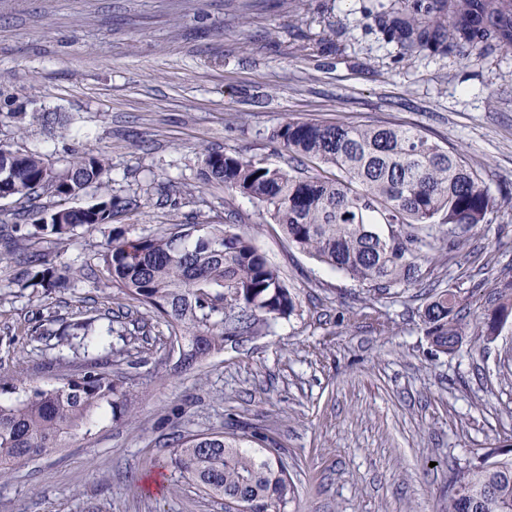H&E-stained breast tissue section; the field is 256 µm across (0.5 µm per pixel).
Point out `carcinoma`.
Wrapping results in <instances>:
<instances>
[{
  "mask_svg": "<svg viewBox=\"0 0 512 512\" xmlns=\"http://www.w3.org/2000/svg\"><path fill=\"white\" fill-rule=\"evenodd\" d=\"M404 7L374 16L383 39L400 53L461 57L512 46V0H403ZM288 152V169L237 152L206 149L202 175L256 204L263 224H276L299 251L384 293L419 286L431 275L436 252H452L460 234L487 223L501 201L461 155L421 131L396 125H351L288 119L271 133ZM106 165L81 153L56 169L34 153L0 149V194L28 198L52 187L74 198L94 186L95 203L33 214L30 237L65 240L112 221L128 202L106 189ZM238 220L192 224L190 229L131 237L113 229L100 254L102 280L140 302L173 327L192 331L186 358L195 361L231 336H253L287 318L295 298L280 272L237 228ZM16 251L14 228H0V255ZM75 271L43 254L19 264L17 281L46 291L69 287ZM425 334L437 351L452 355L473 330L496 335L512 318V277L495 285L494 299L478 314L467 311L451 288L428 292ZM100 317L65 327L89 347L112 327ZM0 476L34 456L91 433L99 413L127 416L132 393L125 377L97 365L43 387L0 377ZM171 465L211 496L242 501L252 512H283L295 494L279 449L268 436L233 429L181 434ZM448 512H512V454L488 449L474 465L448 479Z\"/></svg>",
  "mask_w": 512,
  "mask_h": 512,
  "instance_id": "cac0c4a2",
  "label": "carcinoma"
}]
</instances>
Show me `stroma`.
<instances>
[{
  "label": "stroma",
  "mask_w": 512,
  "mask_h": 512,
  "mask_svg": "<svg viewBox=\"0 0 512 512\" xmlns=\"http://www.w3.org/2000/svg\"><path fill=\"white\" fill-rule=\"evenodd\" d=\"M395 0H0V145L64 168L104 158L127 199L111 223L18 246L70 265L69 288L22 287L0 259V374L50 386L90 354L53 331L86 310L111 318L109 362L133 389L128 420L104 419L0 478V512H224L170 464L173 433L244 421L281 446L298 492L285 512H448V473L512 446V325L452 355L424 333L425 289L381 294L300 252L255 204L204 183L203 149L287 166L269 136L287 119L390 122L456 148L503 204L434 288L469 307L512 277V48L490 56H401L372 28ZM56 114L44 125L39 115ZM95 189L72 203H92ZM39 190L0 199V224L67 206ZM281 272L288 318L194 367L188 341L140 303L84 275L112 228L151 235L220 224L228 212Z\"/></svg>",
  "instance_id": "1"
}]
</instances>
